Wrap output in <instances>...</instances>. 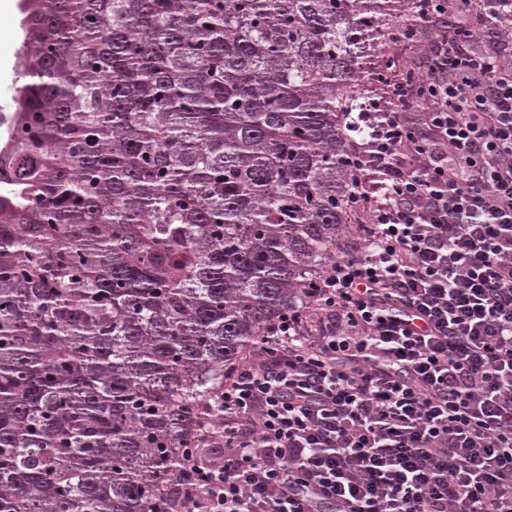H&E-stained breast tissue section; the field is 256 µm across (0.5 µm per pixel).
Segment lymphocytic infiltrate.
Masks as SVG:
<instances>
[{"instance_id": "lymphocytic-infiltrate-1", "label": "lymphocytic infiltrate", "mask_w": 512, "mask_h": 512, "mask_svg": "<svg viewBox=\"0 0 512 512\" xmlns=\"http://www.w3.org/2000/svg\"><path fill=\"white\" fill-rule=\"evenodd\" d=\"M421 27L352 146L361 254L225 378L163 512H512V0H412L394 42Z\"/></svg>"}]
</instances>
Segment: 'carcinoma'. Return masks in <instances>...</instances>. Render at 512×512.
<instances>
[{
    "label": "carcinoma",
    "instance_id": "cac0c4a2",
    "mask_svg": "<svg viewBox=\"0 0 512 512\" xmlns=\"http://www.w3.org/2000/svg\"><path fill=\"white\" fill-rule=\"evenodd\" d=\"M405 0H23L0 145V512H156L350 232Z\"/></svg>",
    "mask_w": 512,
    "mask_h": 512
}]
</instances>
